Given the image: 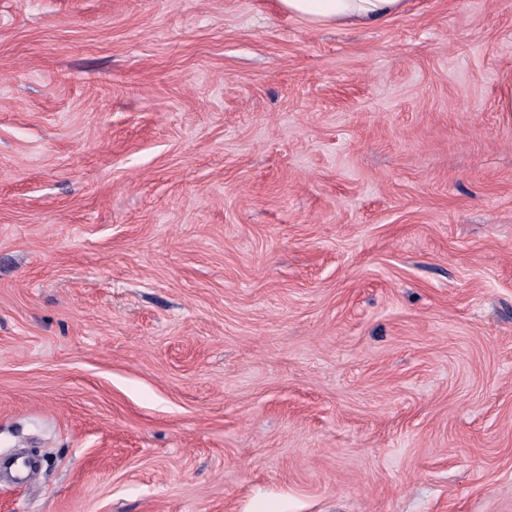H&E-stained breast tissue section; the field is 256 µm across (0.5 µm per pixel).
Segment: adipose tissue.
Returning a JSON list of instances; mask_svg holds the SVG:
<instances>
[{
    "mask_svg": "<svg viewBox=\"0 0 512 512\" xmlns=\"http://www.w3.org/2000/svg\"><path fill=\"white\" fill-rule=\"evenodd\" d=\"M283 10L314 25L380 24L399 14L405 0H279Z\"/></svg>",
    "mask_w": 512,
    "mask_h": 512,
    "instance_id": "adipose-tissue-1",
    "label": "adipose tissue"
}]
</instances>
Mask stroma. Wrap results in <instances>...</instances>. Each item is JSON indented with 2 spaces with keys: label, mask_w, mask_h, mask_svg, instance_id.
Wrapping results in <instances>:
<instances>
[{
  "label": "stroma",
  "mask_w": 512,
  "mask_h": 512,
  "mask_svg": "<svg viewBox=\"0 0 512 512\" xmlns=\"http://www.w3.org/2000/svg\"><path fill=\"white\" fill-rule=\"evenodd\" d=\"M512 0H0V512H512ZM282 9L314 25L380 24L399 14L405 0H279Z\"/></svg>",
  "instance_id": "obj_1"
}]
</instances>
